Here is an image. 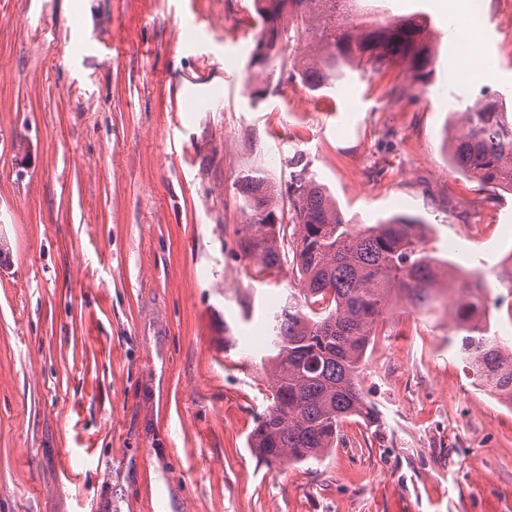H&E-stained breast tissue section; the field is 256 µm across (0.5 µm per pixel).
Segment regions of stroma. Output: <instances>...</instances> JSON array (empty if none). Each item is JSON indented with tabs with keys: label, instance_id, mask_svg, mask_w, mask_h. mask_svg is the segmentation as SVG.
Instances as JSON below:
<instances>
[{
	"label": "stroma",
	"instance_id": "stroma-1",
	"mask_svg": "<svg viewBox=\"0 0 512 512\" xmlns=\"http://www.w3.org/2000/svg\"><path fill=\"white\" fill-rule=\"evenodd\" d=\"M481 5L512 109L508 6ZM418 9L441 34L427 81L312 91L277 69L253 96L254 0H0V512H512V409L451 342L444 290L390 309L367 350L378 427L279 468L247 446L296 274L242 257L244 176L286 186L300 153L351 223L421 216L439 257L481 227L453 256L468 271L512 250V191L444 148L439 0H356L347 22Z\"/></svg>",
	"mask_w": 512,
	"mask_h": 512
}]
</instances>
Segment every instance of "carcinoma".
<instances>
[{
  "label": "carcinoma",
  "mask_w": 512,
  "mask_h": 512,
  "mask_svg": "<svg viewBox=\"0 0 512 512\" xmlns=\"http://www.w3.org/2000/svg\"><path fill=\"white\" fill-rule=\"evenodd\" d=\"M342 2L256 0L262 27L251 60L258 67L253 79L277 60L279 43L292 32L309 42L292 74L312 91L342 80L349 70L394 66L416 81L433 73L434 26L424 12L350 27L336 18ZM451 116L450 161L482 185L512 191V139L496 133L512 126L502 98L484 89ZM288 165L292 171L283 194L259 174L245 176L239 187L249 215L239 240L242 256L253 260L260 274L292 258L303 301L300 307L290 301L273 315L260 361L269 368L271 403L249 445L270 468L320 459L335 447L345 420L378 425L359 384L367 349L391 304L433 308L439 274L448 265L424 248L420 218L393 215L356 231L310 174L303 155ZM285 196L286 212L280 207ZM495 288L512 294L511 266L489 276L469 272L448 315L463 332L459 351L493 388L512 393V344L497 336L490 321H473Z\"/></svg>",
  "instance_id": "carcinoma-1"
}]
</instances>
